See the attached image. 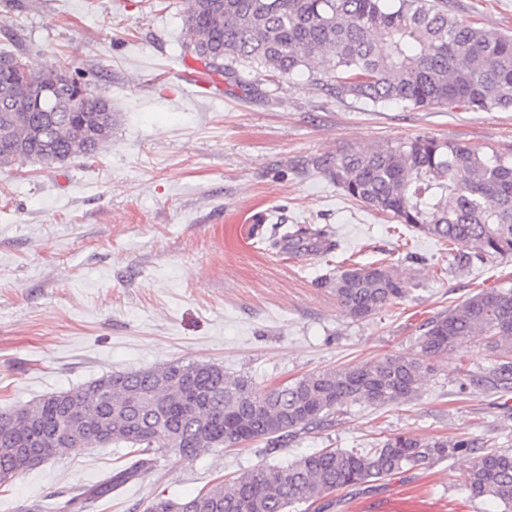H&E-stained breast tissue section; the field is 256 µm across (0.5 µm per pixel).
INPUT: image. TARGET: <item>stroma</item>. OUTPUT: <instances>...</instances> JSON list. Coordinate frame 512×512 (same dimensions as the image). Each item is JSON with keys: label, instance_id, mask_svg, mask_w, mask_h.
Instances as JSON below:
<instances>
[{"label": "stroma", "instance_id": "stroma-1", "mask_svg": "<svg viewBox=\"0 0 512 512\" xmlns=\"http://www.w3.org/2000/svg\"><path fill=\"white\" fill-rule=\"evenodd\" d=\"M186 0H0V49L42 68L66 61L112 103L110 144L54 168H0V411L104 374L209 362L263 388L386 354L419 352L418 327L483 289L512 287V258L460 270L448 248L352 201L315 162L418 135L512 147V111L406 112L336 99L298 74L246 91L204 69L211 94L178 82ZM459 18L512 34V0H448ZM330 226L331 254L257 249L253 220ZM401 263L413 288L366 320L350 318L317 281L343 258ZM485 337L433 362L414 400L361 404L332 426L189 460L168 452L113 497L132 512L162 496L196 495L262 464L323 448H372L381 437L470 438L512 452V387L497 379ZM474 384L461 383L463 374ZM127 447L65 450L0 487V512L64 499L125 464ZM459 455L332 494L323 512L394 502L407 489L456 512H500L472 499Z\"/></svg>", "mask_w": 512, "mask_h": 512}]
</instances>
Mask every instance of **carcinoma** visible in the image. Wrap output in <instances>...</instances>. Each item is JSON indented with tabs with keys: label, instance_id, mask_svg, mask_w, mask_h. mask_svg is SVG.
<instances>
[{
	"label": "carcinoma",
	"instance_id": "cac0c4a2",
	"mask_svg": "<svg viewBox=\"0 0 512 512\" xmlns=\"http://www.w3.org/2000/svg\"><path fill=\"white\" fill-rule=\"evenodd\" d=\"M182 47L224 77L255 80L304 74L330 97L407 111L432 107L512 110V36L457 18L448 0H187ZM36 70L19 52L0 51V167L28 158L45 168L93 157L112 139V103L78 78ZM79 98V112L51 103ZM347 196L437 240L463 243L461 267L512 256V149L493 150L433 136L350 150L317 161ZM268 249L329 253L330 229L295 225L257 234ZM356 320L406 298L410 282L391 262L338 266L321 276ZM422 357L386 355L292 383L258 389L214 363L170 362L105 374L76 389L0 413V484L30 470V458L59 449L130 445L129 462L64 502L34 512H87L148 475L155 455L194 459L218 448L263 440L278 448L325 428L348 407L412 400L432 370L427 360L484 336L499 354V380L512 378V288L483 289L419 326ZM464 438L425 442L410 433L367 451L323 448L286 465H262L179 500L156 497L145 512H309L331 493L361 487L438 460L474 452ZM465 487L512 512V453L485 452Z\"/></svg>",
	"mask_w": 512,
	"mask_h": 512
}]
</instances>
